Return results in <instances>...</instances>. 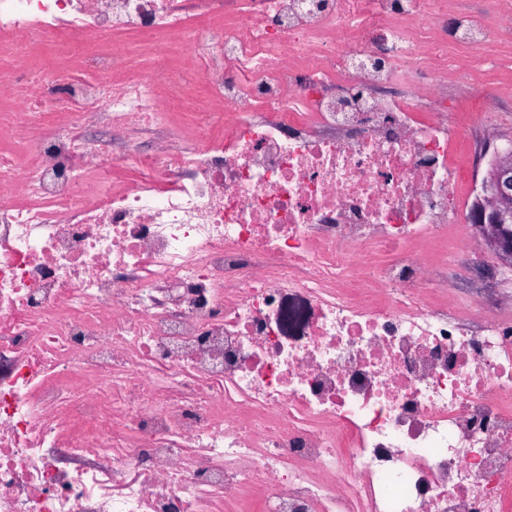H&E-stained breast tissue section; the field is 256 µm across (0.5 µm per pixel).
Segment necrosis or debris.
I'll list each match as a JSON object with an SVG mask.
<instances>
[{"label":"necrosis or debris","instance_id":"1","mask_svg":"<svg viewBox=\"0 0 512 512\" xmlns=\"http://www.w3.org/2000/svg\"><path fill=\"white\" fill-rule=\"evenodd\" d=\"M510 49L512 0H0V512H512L440 89Z\"/></svg>","mask_w":512,"mask_h":512}]
</instances>
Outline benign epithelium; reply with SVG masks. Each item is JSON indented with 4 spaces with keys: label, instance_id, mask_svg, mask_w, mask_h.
<instances>
[{
    "label": "benign epithelium",
    "instance_id": "benign-epithelium-1",
    "mask_svg": "<svg viewBox=\"0 0 512 512\" xmlns=\"http://www.w3.org/2000/svg\"><path fill=\"white\" fill-rule=\"evenodd\" d=\"M471 221L487 245L512 264V151L498 152L483 181Z\"/></svg>",
    "mask_w": 512,
    "mask_h": 512
}]
</instances>
